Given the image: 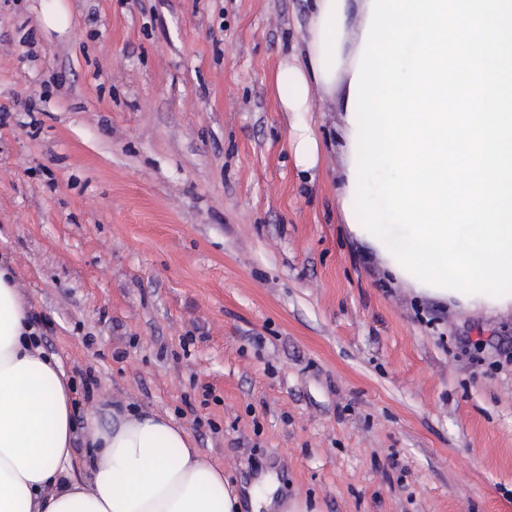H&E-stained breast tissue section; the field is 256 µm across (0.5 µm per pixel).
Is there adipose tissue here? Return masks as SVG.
Instances as JSON below:
<instances>
[{
	"mask_svg": "<svg viewBox=\"0 0 512 512\" xmlns=\"http://www.w3.org/2000/svg\"><path fill=\"white\" fill-rule=\"evenodd\" d=\"M369 3L311 0L305 62L277 65V105L292 117L302 170L314 169L321 152L305 120L313 95H335L352 80ZM75 431L65 372L39 346L10 265L0 262V512H257L273 504L272 478L243 498L169 415L119 410L112 423L94 425L85 482L72 477Z\"/></svg>",
	"mask_w": 512,
	"mask_h": 512,
	"instance_id": "1",
	"label": "adipose tissue"
}]
</instances>
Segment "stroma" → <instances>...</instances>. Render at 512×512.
<instances>
[{"instance_id":"35a3bbf8","label":"stroma","mask_w":512,"mask_h":512,"mask_svg":"<svg viewBox=\"0 0 512 512\" xmlns=\"http://www.w3.org/2000/svg\"><path fill=\"white\" fill-rule=\"evenodd\" d=\"M65 10L67 24L44 14ZM306 0H0V256L76 449L170 415L231 485L320 512H512V314L386 277L295 164L273 73Z\"/></svg>"}]
</instances>
